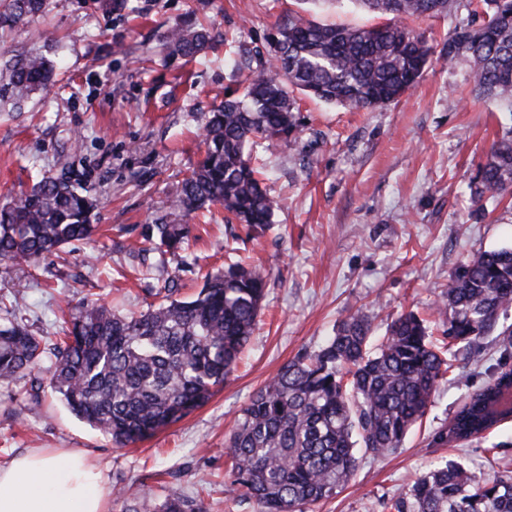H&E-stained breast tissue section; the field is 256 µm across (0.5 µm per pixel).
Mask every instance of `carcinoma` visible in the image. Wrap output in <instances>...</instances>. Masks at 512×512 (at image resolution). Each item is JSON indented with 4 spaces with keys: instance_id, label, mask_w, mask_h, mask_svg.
I'll use <instances>...</instances> for the list:
<instances>
[{
    "instance_id": "obj_1",
    "label": "carcinoma",
    "mask_w": 512,
    "mask_h": 512,
    "mask_svg": "<svg viewBox=\"0 0 512 512\" xmlns=\"http://www.w3.org/2000/svg\"><path fill=\"white\" fill-rule=\"evenodd\" d=\"M389 22L370 28L293 17L275 31L271 60L244 73L243 96L230 95L203 115L204 153L167 214L145 224L147 247L165 268L191 235L185 219L215 204L251 233L270 224L276 202L262 185L252 150L297 138L294 92L329 104L374 108L396 103L427 69L424 35L400 25L409 17L466 14L448 31L446 59L464 60L475 90L512 103V0H352ZM51 0H0V28L49 10ZM167 56L195 57L213 40L184 21L163 35ZM43 48L0 60V112H19L54 83L59 60ZM478 198L494 204L512 193V136L493 143L480 169ZM98 198L69 176H46L0 208V263L20 271L45 254L89 239ZM267 276L235 263L209 273L191 299L174 281L155 289L138 315L90 302L72 314L66 340L53 348L49 387L79 418L117 445L142 440L207 402L235 369L261 312ZM512 308V248L479 252L435 302L442 339L410 311L392 319L375 342L370 319L356 310L319 349L299 354L241 410L227 438L233 459L225 492L253 499L258 512H307L348 485L358 452L380 457L400 447L426 416L439 383L458 357H476L480 340ZM42 340L0 300V381L14 382L45 359ZM512 418V368H499L456 413L441 441H466ZM393 512H512V475L481 480L441 462L388 503ZM130 512H206L203 502L171 494L141 498Z\"/></svg>"
}]
</instances>
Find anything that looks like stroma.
<instances>
[{"label": "stroma", "instance_id": "35a3bbf8", "mask_svg": "<svg viewBox=\"0 0 512 512\" xmlns=\"http://www.w3.org/2000/svg\"><path fill=\"white\" fill-rule=\"evenodd\" d=\"M351 26L384 18L351 0H53L49 13L0 36V53L41 46L43 31L64 46V72L20 112H0V206L43 176L72 171L97 193L91 239L41 258L32 275L0 264L5 295L29 330L58 341L83 302L124 314L146 310L155 287L142 275L139 228L154 223L204 146L200 113L236 88L231 57L259 66L270 36L288 15ZM208 22L226 41L194 59L167 57L161 33L184 18ZM450 16L412 21L432 48L431 64L400 102L355 109L300 98L294 142L256 147L266 186L278 202L259 235L227 223L212 207L191 233L184 260L168 272L180 296L204 274L246 260L268 279L260 322L237 368L209 401L153 436L119 447L79 420L49 387L47 370L0 384V465L32 448H66L103 471L108 512L142 495L201 498L206 512H257L230 495L225 439L250 396L298 354L317 350L351 311L377 330L434 302L472 255L512 247V204L482 205L475 190L491 144L512 131V112L471 91L469 69L444 60ZM480 362H461L442 381L421 425L402 447L363 457L354 481L313 512H388L387 499L440 461L478 478L512 475V421L484 437L442 444L467 397L501 364L512 366V336H489Z\"/></svg>", "mask_w": 512, "mask_h": 512}]
</instances>
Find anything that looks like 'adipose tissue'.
I'll return each instance as SVG.
<instances>
[{"label": "adipose tissue", "instance_id": "adipose-tissue-1", "mask_svg": "<svg viewBox=\"0 0 512 512\" xmlns=\"http://www.w3.org/2000/svg\"><path fill=\"white\" fill-rule=\"evenodd\" d=\"M0 512H106L101 475L77 454L31 449L0 465Z\"/></svg>", "mask_w": 512, "mask_h": 512}]
</instances>
